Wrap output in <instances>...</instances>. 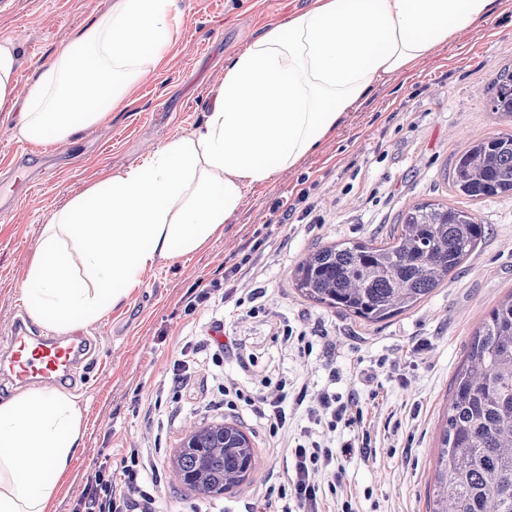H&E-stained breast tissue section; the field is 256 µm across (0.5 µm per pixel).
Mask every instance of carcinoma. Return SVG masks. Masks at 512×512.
<instances>
[{
	"label": "carcinoma",
	"mask_w": 512,
	"mask_h": 512,
	"mask_svg": "<svg viewBox=\"0 0 512 512\" xmlns=\"http://www.w3.org/2000/svg\"><path fill=\"white\" fill-rule=\"evenodd\" d=\"M493 85L489 108L512 117V70L499 71ZM450 188L471 200L512 194V134L471 142L455 161ZM485 236V225L463 208L415 204L388 238L322 246L295 266L292 280L308 300L378 323L446 286ZM255 456L240 426L216 422L192 432L173 465L190 491L215 498L249 479ZM429 512H512V295L475 330L455 374Z\"/></svg>",
	"instance_id": "cac0c4a2"
}]
</instances>
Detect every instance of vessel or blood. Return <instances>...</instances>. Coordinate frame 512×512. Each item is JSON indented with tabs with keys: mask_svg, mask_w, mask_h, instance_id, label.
Listing matches in <instances>:
<instances>
[{
	"mask_svg": "<svg viewBox=\"0 0 512 512\" xmlns=\"http://www.w3.org/2000/svg\"><path fill=\"white\" fill-rule=\"evenodd\" d=\"M84 336H42L25 318H17L0 348V375L18 384L65 380L88 355Z\"/></svg>",
	"mask_w": 512,
	"mask_h": 512,
	"instance_id": "vessel-or-blood-1",
	"label": "vessel or blood"
}]
</instances>
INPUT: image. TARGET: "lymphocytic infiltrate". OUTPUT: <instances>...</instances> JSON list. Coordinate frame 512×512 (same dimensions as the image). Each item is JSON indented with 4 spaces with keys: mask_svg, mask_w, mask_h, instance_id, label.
<instances>
[{
    "mask_svg": "<svg viewBox=\"0 0 512 512\" xmlns=\"http://www.w3.org/2000/svg\"><path fill=\"white\" fill-rule=\"evenodd\" d=\"M221 394L227 406L244 401L256 418L266 421L270 434L288 424L287 395L283 388L258 390L246 395L235 383H224ZM312 423L301 442L288 447V498L297 512H322L325 495L343 497L344 512H353L348 503L345 458L367 447L369 434L363 424V409L357 399L340 400L323 393L314 399L298 395ZM347 429L351 437L340 448H332L337 429ZM158 469L152 453L131 449L110 471L97 470L81 492L76 512H159L155 497L145 488L147 475Z\"/></svg>",
    "mask_w": 512,
    "mask_h": 512,
    "instance_id": "obj_1",
    "label": "lymphocytic infiltrate"
}]
</instances>
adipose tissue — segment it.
Returning <instances> with one entry per match:
<instances>
[{"instance_id":"1","label":"adipose tissue","mask_w":512,"mask_h":512,"mask_svg":"<svg viewBox=\"0 0 512 512\" xmlns=\"http://www.w3.org/2000/svg\"><path fill=\"white\" fill-rule=\"evenodd\" d=\"M497 0H309L224 65L203 124L107 175L54 211L30 258L31 319L58 331L120 306L143 272L193 254L268 183L317 151L376 85L488 19ZM177 0H111L36 82L0 43V108L16 130L62 143L107 123L167 57ZM82 439L74 395L40 388L0 399V512H48Z\"/></svg>"}]
</instances>
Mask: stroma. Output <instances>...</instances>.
I'll return each instance as SVG.
<instances>
[{"label": "stroma", "mask_w": 512, "mask_h": 512, "mask_svg": "<svg viewBox=\"0 0 512 512\" xmlns=\"http://www.w3.org/2000/svg\"><path fill=\"white\" fill-rule=\"evenodd\" d=\"M174 44L133 102L104 125L60 144L21 141L0 110V179L23 146L35 182L0 221V345L20 316L28 261L47 218L103 175L141 161L148 149L204 120L224 63L308 0H178ZM110 0H0V42L21 56L17 80L32 84L67 41L105 13ZM512 68V0L457 41L438 47L407 77L375 87L308 155L263 186L246 189L224 234L173 263L147 269L116 309L80 326L94 353L67 391L83 412V446L59 480L49 512H74L95 470L127 449L160 447L146 488L166 512H249L259 489L286 482L283 449L245 408L224 406L217 387L259 380L287 391L357 397L370 434L369 458L345 463L355 512H428L444 407L475 329L512 294V195L470 200L443 180L474 139L512 134V118L491 111L493 79ZM309 190L307 217L284 216L279 201ZM444 201L475 214L486 239L448 286L416 308L369 324L304 298L291 280L308 252L335 242L382 240L402 210ZM252 266H240L244 254ZM218 289L184 312L191 294ZM311 347L302 355L300 344ZM195 351L169 422L149 412L184 346ZM233 421L250 431L258 458L247 484L212 500L193 496L170 468L189 426Z\"/></svg>", "instance_id": "1"}]
</instances>
